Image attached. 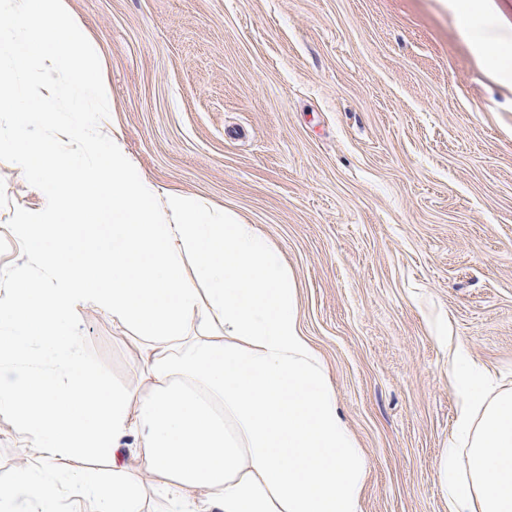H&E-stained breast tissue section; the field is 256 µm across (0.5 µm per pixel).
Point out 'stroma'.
<instances>
[{
  "label": "stroma",
  "instance_id": "obj_1",
  "mask_svg": "<svg viewBox=\"0 0 512 512\" xmlns=\"http://www.w3.org/2000/svg\"><path fill=\"white\" fill-rule=\"evenodd\" d=\"M130 160L157 196L229 208L280 252L302 328L370 458L362 512H448L437 459L458 349L512 389V82L451 0H74ZM0 294L43 270L13 226L53 139L0 44ZM90 363L143 394L141 342L86 305Z\"/></svg>",
  "mask_w": 512,
  "mask_h": 512
}]
</instances>
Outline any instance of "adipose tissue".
Listing matches in <instances>:
<instances>
[{"instance_id":"adipose-tissue-1","label":"adipose tissue","mask_w":512,"mask_h":512,"mask_svg":"<svg viewBox=\"0 0 512 512\" xmlns=\"http://www.w3.org/2000/svg\"><path fill=\"white\" fill-rule=\"evenodd\" d=\"M464 25L498 66L512 40L486 17ZM0 37L13 38L17 67L37 68L25 92L44 121L60 97L88 91L98 105L19 159L46 205L13 230L44 274L15 271L20 290L0 296V414L40 452L0 477V512H58L74 486L96 512H143L151 474L164 477L170 512H361L369 458L301 330L280 254L231 211L179 191L158 200L120 140L103 148L117 106L71 0H5ZM102 216L110 235L71 237ZM82 304L141 338L145 395L86 360L71 323ZM450 371L459 412L437 462L448 512H512V389L490 388L462 353ZM90 456L110 461L111 480L52 466Z\"/></svg>"}]
</instances>
